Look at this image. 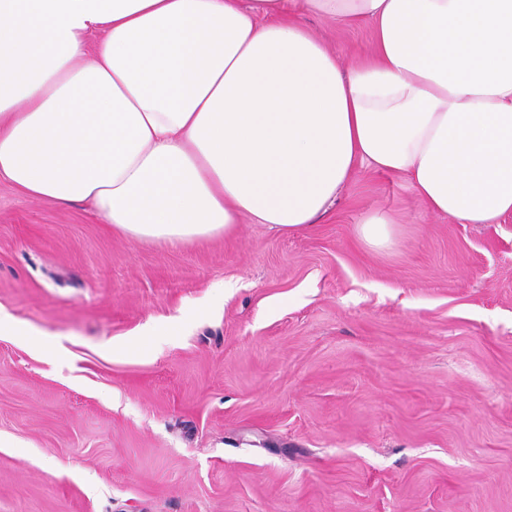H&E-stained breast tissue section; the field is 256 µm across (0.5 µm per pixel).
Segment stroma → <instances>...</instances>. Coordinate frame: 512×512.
Masks as SVG:
<instances>
[{
	"label": "stroma",
	"mask_w": 512,
	"mask_h": 512,
	"mask_svg": "<svg viewBox=\"0 0 512 512\" xmlns=\"http://www.w3.org/2000/svg\"><path fill=\"white\" fill-rule=\"evenodd\" d=\"M0 308L66 349L0 335V512H512V215L363 165L299 233L137 243L1 181ZM395 218L387 213H373L368 215L360 224V235L370 246L387 247L395 233Z\"/></svg>",
	"instance_id": "35a3bbf8"
}]
</instances>
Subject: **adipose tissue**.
Listing matches in <instances>:
<instances>
[{
  "instance_id": "adipose-tissue-1",
  "label": "adipose tissue",
  "mask_w": 512,
  "mask_h": 512,
  "mask_svg": "<svg viewBox=\"0 0 512 512\" xmlns=\"http://www.w3.org/2000/svg\"><path fill=\"white\" fill-rule=\"evenodd\" d=\"M307 12L372 25L350 72ZM364 164L459 223L512 214V0H0V181L26 197L141 243L289 235Z\"/></svg>"
}]
</instances>
